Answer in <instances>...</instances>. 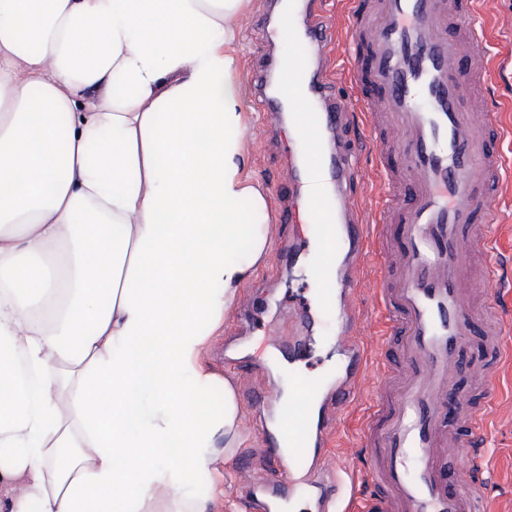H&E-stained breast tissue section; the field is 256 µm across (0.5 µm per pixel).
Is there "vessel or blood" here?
I'll return each instance as SVG.
<instances>
[{
  "mask_svg": "<svg viewBox=\"0 0 512 512\" xmlns=\"http://www.w3.org/2000/svg\"><path fill=\"white\" fill-rule=\"evenodd\" d=\"M478 0H377L367 11L350 0L349 23L339 28L319 7L302 0L292 18L301 48L296 66L277 54L278 27L261 34L262 64L249 71L254 102L281 127L283 101L271 94V78L288 73L289 89L305 104L291 121L293 140L306 149L301 165H289V198L282 223L291 225L289 249H296L309 225L320 229V251L341 256L342 265L318 267L324 299L341 300L336 319L339 369L334 384L295 375L299 394L283 415L288 429L269 433L270 448H294L287 466L268 489L289 501L318 492L321 512H337L343 475L320 470L323 449L336 438L331 418L322 425L304 420L315 401L343 412L362 395L372 373L385 381L372 400L363 446L376 459L369 473L365 512H483L486 486L482 441L495 398L476 407L460 405L452 393L457 361L478 330L501 346L512 344V316L499 304L495 201L503 180L499 144L505 135L499 112L464 105L469 91L486 85L480 50L482 30L475 20ZM367 43L368 63L351 59L349 71L371 91L350 104L333 93L327 62L338 42ZM358 109L368 125L385 117L397 130L394 144L377 143L378 158L398 150L399 169L381 166L385 192L373 222L347 194L356 168L342 143H327ZM378 245L373 297L388 323L387 334L368 342L358 331L356 306L364 268L359 259L369 241ZM483 293L480 305L466 288ZM315 325L304 309L273 322L265 341L279 353L297 355L303 336ZM466 459V479L448 472V445Z\"/></svg>",
  "mask_w": 512,
  "mask_h": 512,
  "instance_id": "1",
  "label": "vessel or blood"
}]
</instances>
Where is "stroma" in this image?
<instances>
[{
  "label": "stroma",
  "mask_w": 512,
  "mask_h": 512,
  "mask_svg": "<svg viewBox=\"0 0 512 512\" xmlns=\"http://www.w3.org/2000/svg\"><path fill=\"white\" fill-rule=\"evenodd\" d=\"M479 16L489 29L484 50L491 61L487 104L497 106L512 121V0H482ZM242 101L251 119L245 130L249 147L246 172L260 183L266 192L269 206H277L280 188L288 167V144L284 137L275 135L265 126L264 113L258 112L250 94H243ZM354 145L359 176L353 191L361 205L367 206L380 200L381 185L377 171V157L370 141L364 118L354 115L346 132ZM501 217L498 258L504 280L512 281V177L507 178L496 203ZM317 232H310L299 259L287 254L269 252L249 282L241 288L239 300L250 299L255 304L253 328H246L236 314H229L222 328L210 337L203 350V357L217 374L210 394L211 399L224 397V381L234 387L249 384L251 390L262 391L266 377L287 382L289 369L312 379H330L336 374V309L320 308L316 302L320 283L316 275ZM298 303L315 305L316 321L312 336L295 364H287L266 350L263 344L264 326L280 309ZM495 367L496 373L488 389H480L472 381L476 368ZM497 396L491 420L487 426L484 450L489 461L486 488L492 512H512V362L500 360L498 350L488 336L476 334L463 352L456 377L455 391L465 403L482 402L485 391ZM371 389H364L361 400L339 422L337 434L339 448L333 459L351 472L358 485H365L371 459L361 445L358 425L370 407ZM250 461L255 472L266 481H274L280 461L272 457L265 446L260 429L248 431L242 448L237 449L232 462H225L223 448L211 452L213 476L222 478L225 499H232L238 512H255L249 486L240 484L238 471L243 461Z\"/></svg>",
  "instance_id": "1"
}]
</instances>
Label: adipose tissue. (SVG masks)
Returning a JSON list of instances; mask_svg holds the SVG:
<instances>
[{"instance_id":"adipose-tissue-1","label":"adipose tissue","mask_w":512,"mask_h":512,"mask_svg":"<svg viewBox=\"0 0 512 512\" xmlns=\"http://www.w3.org/2000/svg\"><path fill=\"white\" fill-rule=\"evenodd\" d=\"M246 3L0 0V512H207L244 441L197 361L273 240Z\"/></svg>"}]
</instances>
